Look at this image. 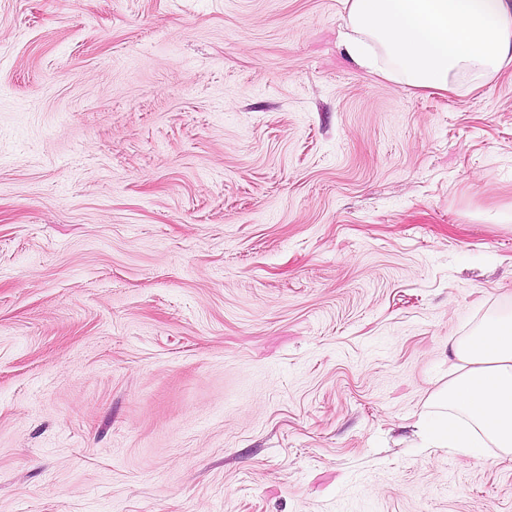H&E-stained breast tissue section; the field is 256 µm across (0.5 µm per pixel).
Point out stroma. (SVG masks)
I'll use <instances>...</instances> for the list:
<instances>
[{
	"label": "stroma",
	"instance_id": "35a3bbf8",
	"mask_svg": "<svg viewBox=\"0 0 512 512\" xmlns=\"http://www.w3.org/2000/svg\"><path fill=\"white\" fill-rule=\"evenodd\" d=\"M343 0H0V512H512L422 449L512 311V67L412 87Z\"/></svg>",
	"mask_w": 512,
	"mask_h": 512
}]
</instances>
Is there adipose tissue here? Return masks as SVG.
Returning a JSON list of instances; mask_svg holds the SVG:
<instances>
[{
	"instance_id": "obj_1",
	"label": "adipose tissue",
	"mask_w": 512,
	"mask_h": 512,
	"mask_svg": "<svg viewBox=\"0 0 512 512\" xmlns=\"http://www.w3.org/2000/svg\"><path fill=\"white\" fill-rule=\"evenodd\" d=\"M346 52L369 71L415 88L456 92L453 77L512 64V0H343ZM389 58L382 68L381 58ZM457 374L419 424L432 448L512 455V312L492 315L453 345Z\"/></svg>"
}]
</instances>
